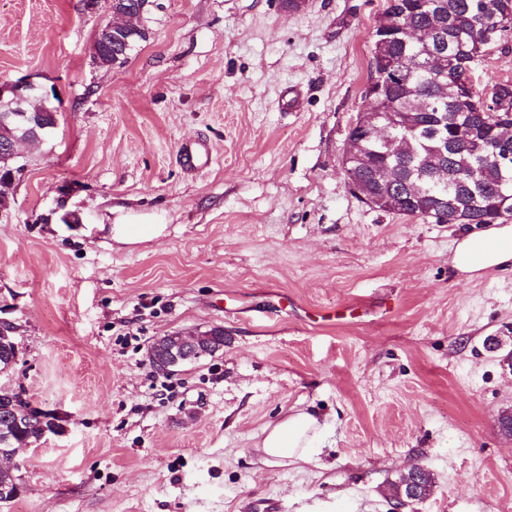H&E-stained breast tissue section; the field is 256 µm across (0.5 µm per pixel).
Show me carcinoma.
Segmentation results:
<instances>
[{
	"instance_id": "1",
	"label": "carcinoma",
	"mask_w": 512,
	"mask_h": 512,
	"mask_svg": "<svg viewBox=\"0 0 512 512\" xmlns=\"http://www.w3.org/2000/svg\"><path fill=\"white\" fill-rule=\"evenodd\" d=\"M431 0H386L383 20L400 21L405 9H413L414 22L430 27L432 19L424 5ZM446 17L451 19L447 38L457 46L455 66L432 61L438 47L434 43L398 40L386 51L404 70L396 84L379 103L389 119L398 124L400 138H408L407 148L390 156L372 140L364 141L368 162L391 167L388 190L404 200L379 209L436 224H489L506 212L512 217V81L493 86L486 119L467 123L453 102L447 86L458 71L472 66L484 48L485 23L495 11L512 10V0H444ZM147 39L145 28L111 40L95 39L99 65H112V52L128 54L134 44ZM24 135L23 128L0 122V173L12 171L17 157L7 149ZM12 430V438L0 437V448L31 445L40 440L43 429L36 421H26L16 402L14 390L0 386V428Z\"/></svg>"
}]
</instances>
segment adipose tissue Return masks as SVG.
<instances>
[{
  "label": "adipose tissue",
  "instance_id": "ef3b65f1",
  "mask_svg": "<svg viewBox=\"0 0 512 512\" xmlns=\"http://www.w3.org/2000/svg\"><path fill=\"white\" fill-rule=\"evenodd\" d=\"M454 266L459 272L470 274L512 267V225L463 235L456 246ZM319 431L320 423L312 413L299 410L288 415L270 426L263 439L266 461L276 464L285 459L310 460Z\"/></svg>",
  "mask_w": 512,
  "mask_h": 512
}]
</instances>
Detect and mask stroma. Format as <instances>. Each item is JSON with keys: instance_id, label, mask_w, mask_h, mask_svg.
Wrapping results in <instances>:
<instances>
[{"instance_id": "obj_1", "label": "stroma", "mask_w": 512, "mask_h": 512, "mask_svg": "<svg viewBox=\"0 0 512 512\" xmlns=\"http://www.w3.org/2000/svg\"><path fill=\"white\" fill-rule=\"evenodd\" d=\"M385 7L151 0L147 39L97 67L108 0H0V79L54 87L59 119L0 193L20 350L0 384L66 426L20 450L0 512H392L417 464L434 490L404 512H512V371L489 347L512 336V269L454 274L466 225L379 210L342 170ZM507 79L512 29L473 66L478 90ZM120 223L163 232L123 244ZM214 327L215 356L152 367L157 337ZM301 408L326 419L316 454L265 463L267 426ZM210 154L211 150L209 145L202 141L186 143L181 146L182 161L190 169H196L208 163Z\"/></svg>"}]
</instances>
